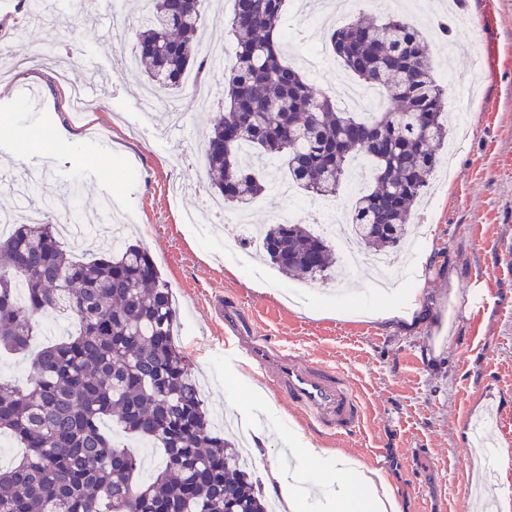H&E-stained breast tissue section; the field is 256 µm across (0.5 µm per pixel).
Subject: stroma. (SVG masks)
<instances>
[{"instance_id":"obj_1","label":"stroma","mask_w":512,"mask_h":512,"mask_svg":"<svg viewBox=\"0 0 512 512\" xmlns=\"http://www.w3.org/2000/svg\"><path fill=\"white\" fill-rule=\"evenodd\" d=\"M20 0H0V50L23 53L47 46L53 62L15 69L0 91V154L8 178L0 180V213L20 222L61 219L80 211L89 229L82 253L95 252L122 213L131 242L143 245L170 284L180 310L177 339L199 378L210 413H230L266 445L259 457L279 465L291 437L348 453L380 466L401 512H465V488L484 471L479 454H468V423L486 406L498 408L504 429L495 455L512 458V0H409L424 27L433 29L431 62L438 80L453 76L466 95L449 100L446 119L455 152L440 148L439 168L424 204L411 217L427 227L425 241L398 250L390 278L421 279L409 304L411 320L350 319L336 281L305 285L312 302L291 297L295 284L268 269L267 287L253 285L244 267L251 242L234 239L226 224L201 232L183 214L211 190L204 173L208 112L224 108L223 73H206L212 91L201 111L190 90H174L186 120L157 137L156 119L133 103L146 79L126 71L120 52L94 24L96 0L63 12L47 0L38 20L18 21ZM482 24L478 70H471L470 41L458 19ZM65 66L67 81L81 85L94 70L114 74L99 92L106 104L94 123L106 128L107 150L95 137L60 140L57 122L68 121L66 99L54 76ZM40 101L29 106L26 94ZM241 297L258 327L307 354L337 361L369 407L362 433L344 441L314 437L297 414L271 395L257 396L254 379L224 354V327L210 299Z\"/></svg>"}]
</instances>
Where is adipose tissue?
<instances>
[{
  "mask_svg": "<svg viewBox=\"0 0 512 512\" xmlns=\"http://www.w3.org/2000/svg\"><path fill=\"white\" fill-rule=\"evenodd\" d=\"M307 454L312 463H325L331 472L336 512H400L389 482L379 471L366 468L344 452L311 448Z\"/></svg>",
  "mask_w": 512,
  "mask_h": 512,
  "instance_id": "adipose-tissue-1",
  "label": "adipose tissue"
}]
</instances>
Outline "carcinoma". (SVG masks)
<instances>
[{
    "label": "carcinoma",
    "instance_id": "1",
    "mask_svg": "<svg viewBox=\"0 0 512 512\" xmlns=\"http://www.w3.org/2000/svg\"><path fill=\"white\" fill-rule=\"evenodd\" d=\"M135 34L137 65L155 89H175L192 68L204 0H145ZM285 0H234L227 33L235 60L224 73V111L204 145L208 178L238 209L264 193L270 165L308 193L335 197L363 156L370 180L349 211L362 245L400 246L448 141L447 88L429 63L422 30L404 17H364L331 29L340 65L387 106L345 112L318 95L285 60ZM260 256L312 281L336 273L329 240L299 224L260 231ZM66 312L76 333L43 347L24 385L0 382V434L23 454L0 468V512H270L255 472L217 433L176 340L172 288L150 253L122 245L77 259L56 224H15L0 240V351L28 352L38 319ZM164 450L148 479L138 457L102 427Z\"/></svg>",
    "mask_w": 512,
    "mask_h": 512
}]
</instances>
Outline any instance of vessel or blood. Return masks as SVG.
<instances>
[{"instance_id":"b4317fda","label":"vessel or blood","mask_w":512,"mask_h":512,"mask_svg":"<svg viewBox=\"0 0 512 512\" xmlns=\"http://www.w3.org/2000/svg\"><path fill=\"white\" fill-rule=\"evenodd\" d=\"M212 306L233 352L246 359L274 397L288 400L309 428L338 439L362 431L366 404L344 369L261 331L238 299L221 296Z\"/></svg>"}]
</instances>
